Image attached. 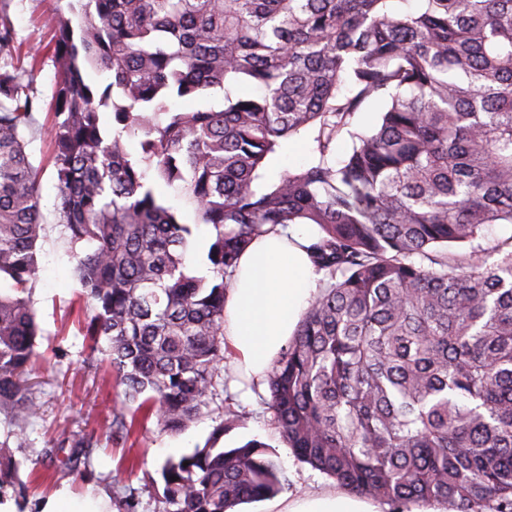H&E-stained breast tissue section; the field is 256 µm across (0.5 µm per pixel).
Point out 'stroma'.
Here are the masks:
<instances>
[{
    "instance_id": "stroma-1",
    "label": "stroma",
    "mask_w": 512,
    "mask_h": 512,
    "mask_svg": "<svg viewBox=\"0 0 512 512\" xmlns=\"http://www.w3.org/2000/svg\"><path fill=\"white\" fill-rule=\"evenodd\" d=\"M66 0H0V20L10 25L15 50L0 55V67L15 71L33 97L34 134L28 151L39 170L44 231L38 242L37 278L32 300L37 311L39 356L32 374L38 410L26 417L0 413V457L9 461L14 482L0 495L34 512L41 499L61 485L74 494L88 488L105 491L114 512L134 499L136 512H166L160 468L168 457L204 446L225 408L246 412V423L226 433L221 443L235 448L256 439L267 444L280 465V496H297L336 488L334 479L301 462L282 441L266 401L267 384L232 372L224 377L213 404L196 423L180 433L159 430L155 419L141 421L128 437L112 434L114 414L123 412V388L102 352L92 350L81 326L92 311L81 294L64 227L56 212L57 189L51 163L49 127L56 65L48 48L49 20ZM311 136L286 141L271 157L264 182L278 178L313 158ZM91 441L79 454L75 470L58 468L54 449L73 450L77 440Z\"/></svg>"
}]
</instances>
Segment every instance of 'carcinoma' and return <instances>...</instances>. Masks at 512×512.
I'll use <instances>...</instances> for the list:
<instances>
[{"label": "carcinoma", "mask_w": 512, "mask_h": 512, "mask_svg": "<svg viewBox=\"0 0 512 512\" xmlns=\"http://www.w3.org/2000/svg\"><path fill=\"white\" fill-rule=\"evenodd\" d=\"M69 0L51 19L52 164L75 271L125 399L161 430L208 409L224 370V298L265 232L311 224L320 288L267 371L295 455L399 507L512 512V0ZM106 75L91 79L89 71ZM211 91L223 108L179 103ZM372 101L380 121L341 166L336 138ZM33 99L0 70V410L36 413L31 299L42 214L27 153ZM312 160L257 181L281 143ZM138 140L137 155L127 144ZM214 231L208 274L187 263ZM209 443L161 467L167 512L273 497L274 453ZM178 480H172V477ZM193 235L190 238L191 247L188 251L189 262L197 269L206 272L208 267L207 252L213 238V230L207 225L191 224ZM204 248L202 250V246Z\"/></svg>", "instance_id": "cac0c4a2"}]
</instances>
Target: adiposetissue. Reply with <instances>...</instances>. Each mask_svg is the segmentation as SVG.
Listing matches in <instances>:
<instances>
[{
  "label": "adipose tissue",
  "instance_id": "ef3b65f1",
  "mask_svg": "<svg viewBox=\"0 0 512 512\" xmlns=\"http://www.w3.org/2000/svg\"><path fill=\"white\" fill-rule=\"evenodd\" d=\"M307 235L297 225L255 239L240 258L224 303V347L247 377H264L295 334L318 290V277L305 250ZM39 512H112L106 497L75 496L62 486L38 505ZM278 512H379L365 497L340 491L297 496Z\"/></svg>",
  "mask_w": 512,
  "mask_h": 512
}]
</instances>
